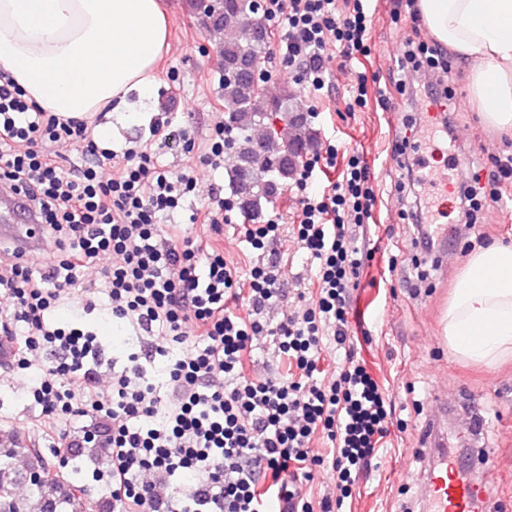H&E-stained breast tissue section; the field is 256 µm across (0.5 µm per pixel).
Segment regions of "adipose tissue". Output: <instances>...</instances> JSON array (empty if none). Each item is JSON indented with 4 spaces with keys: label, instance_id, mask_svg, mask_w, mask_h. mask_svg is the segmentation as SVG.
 Here are the masks:
<instances>
[{
    "label": "adipose tissue",
    "instance_id": "ef3b65f1",
    "mask_svg": "<svg viewBox=\"0 0 512 512\" xmlns=\"http://www.w3.org/2000/svg\"><path fill=\"white\" fill-rule=\"evenodd\" d=\"M431 35L468 64L486 126L512 132V0H418ZM163 0H0V69L45 110L93 118L148 98L168 49ZM459 359L492 367L512 357V245L475 250L443 316Z\"/></svg>",
    "mask_w": 512,
    "mask_h": 512
}]
</instances>
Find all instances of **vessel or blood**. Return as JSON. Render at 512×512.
Segmentation results:
<instances>
[{
    "label": "vessel or blood",
    "instance_id": "vessel-or-blood-1",
    "mask_svg": "<svg viewBox=\"0 0 512 512\" xmlns=\"http://www.w3.org/2000/svg\"><path fill=\"white\" fill-rule=\"evenodd\" d=\"M0 242L26 256L44 253L46 245L32 202L5 181L0 183ZM421 440L433 448L422 473L423 512H473L475 488L465 476L472 458L449 460L439 420L427 422Z\"/></svg>",
    "mask_w": 512,
    "mask_h": 512
}]
</instances>
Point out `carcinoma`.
Segmentation results:
<instances>
[{
    "instance_id": "obj_1",
    "label": "carcinoma",
    "mask_w": 512,
    "mask_h": 512,
    "mask_svg": "<svg viewBox=\"0 0 512 512\" xmlns=\"http://www.w3.org/2000/svg\"><path fill=\"white\" fill-rule=\"evenodd\" d=\"M193 8L207 18L206 25L222 36L224 58L222 96L224 125L231 138L236 163L229 186L243 214L259 217L267 204L297 173L303 156L313 146L314 135L303 118L291 110L292 95L268 98L262 88L261 60L269 32L260 9L249 0H193ZM254 65L253 75L232 78L243 65ZM73 456H86L97 464L112 466L107 449L89 437H80ZM44 472L37 483L26 477ZM0 512H112V503L88 497L77 484L53 475L36 441H19L0 434Z\"/></svg>"
}]
</instances>
